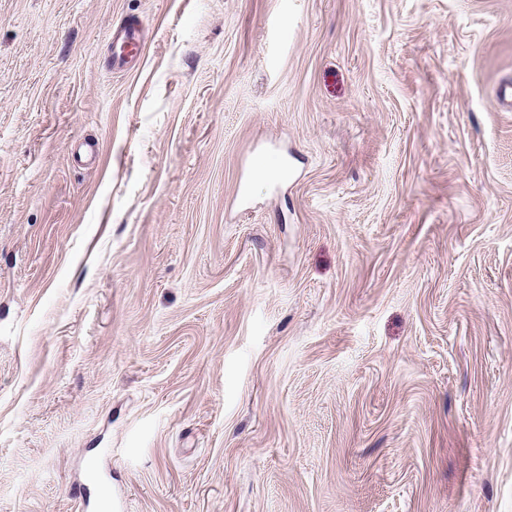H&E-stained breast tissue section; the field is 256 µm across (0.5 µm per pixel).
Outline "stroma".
<instances>
[{
	"mask_svg": "<svg viewBox=\"0 0 512 512\" xmlns=\"http://www.w3.org/2000/svg\"><path fill=\"white\" fill-rule=\"evenodd\" d=\"M505 81L512 0H0V512H512ZM140 25L121 24L112 28L110 36L111 54L109 67L113 71H124L136 61L143 50Z\"/></svg>",
	"mask_w": 512,
	"mask_h": 512,
	"instance_id": "stroma-1",
	"label": "stroma"
}]
</instances>
